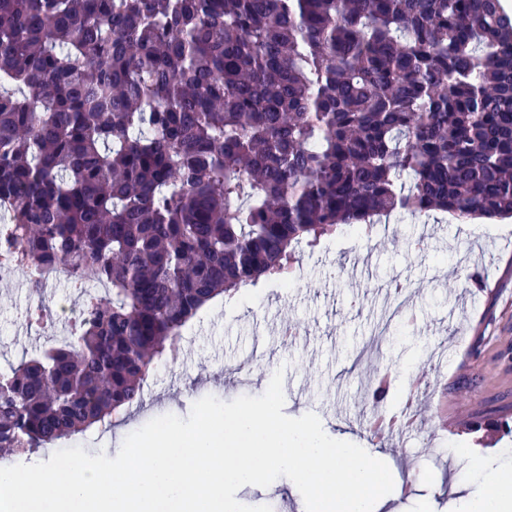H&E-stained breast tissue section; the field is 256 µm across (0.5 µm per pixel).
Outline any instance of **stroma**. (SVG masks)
Returning a JSON list of instances; mask_svg holds the SVG:
<instances>
[{
	"label": "stroma",
	"instance_id": "obj_1",
	"mask_svg": "<svg viewBox=\"0 0 512 512\" xmlns=\"http://www.w3.org/2000/svg\"><path fill=\"white\" fill-rule=\"evenodd\" d=\"M383 223L372 236L346 227L303 250L294 281L262 282L215 300L184 329L177 362L151 374L143 406L113 426L91 428L76 445L116 456L125 437L151 419L187 417L208 395L224 402L260 395V379L280 369L285 415L315 413L331 434L362 447L374 443L366 427L373 410L396 411L413 394L421 427L385 443L394 489L379 512H467L481 491L470 453H482L495 470L501 450L512 449V436L467 429L512 409V222L396 213ZM395 279L411 294L402 319L385 296ZM64 297L81 308L83 293L63 282L34 293L25 275L0 281V370L56 345L55 326L27 324L25 314ZM288 323L299 335L285 344ZM381 374L391 389L377 403L370 391ZM429 448L450 454L451 464L425 468ZM236 498L293 512L302 495L281 477L241 487Z\"/></svg>",
	"mask_w": 512,
	"mask_h": 512
}]
</instances>
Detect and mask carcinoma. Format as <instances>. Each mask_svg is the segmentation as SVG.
<instances>
[{
  "instance_id": "obj_1",
  "label": "carcinoma",
  "mask_w": 512,
  "mask_h": 512,
  "mask_svg": "<svg viewBox=\"0 0 512 512\" xmlns=\"http://www.w3.org/2000/svg\"><path fill=\"white\" fill-rule=\"evenodd\" d=\"M512 217L501 0H0V214L108 285L0 372V453L138 408L197 314L342 226Z\"/></svg>"
}]
</instances>
